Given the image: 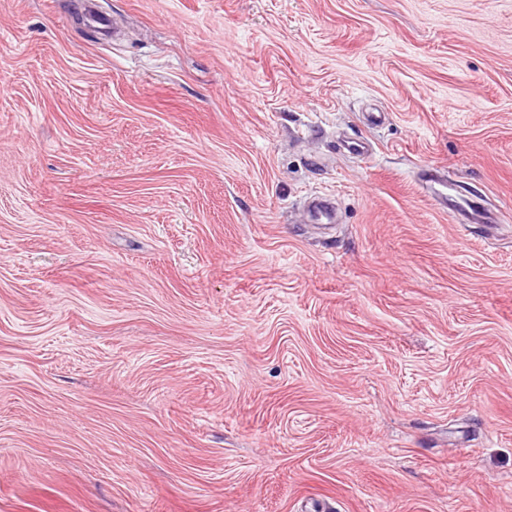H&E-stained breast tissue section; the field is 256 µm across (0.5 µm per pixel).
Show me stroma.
Returning <instances> with one entry per match:
<instances>
[{"label": "stroma", "instance_id": "stroma-1", "mask_svg": "<svg viewBox=\"0 0 512 512\" xmlns=\"http://www.w3.org/2000/svg\"><path fill=\"white\" fill-rule=\"evenodd\" d=\"M95 3L0 0V512H512V0Z\"/></svg>", "mask_w": 512, "mask_h": 512}]
</instances>
